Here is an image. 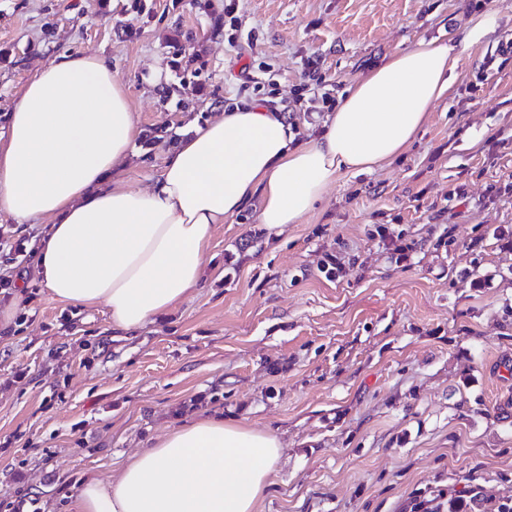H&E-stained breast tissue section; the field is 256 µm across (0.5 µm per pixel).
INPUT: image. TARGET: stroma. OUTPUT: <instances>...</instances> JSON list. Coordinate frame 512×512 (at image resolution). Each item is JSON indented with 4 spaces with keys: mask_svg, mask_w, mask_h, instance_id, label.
Returning <instances> with one entry per match:
<instances>
[{
    "mask_svg": "<svg viewBox=\"0 0 512 512\" xmlns=\"http://www.w3.org/2000/svg\"><path fill=\"white\" fill-rule=\"evenodd\" d=\"M224 5L0 0V131L40 65L106 55L141 129L122 175L144 188L245 74L301 141L397 51L499 26L401 156L342 173L301 223L251 206L219 225L203 286L136 332L54 299L30 274L38 225L0 213L24 247L0 255L23 294L0 334V512H67L87 477L215 413L284 444L258 512H409L467 483L512 501V0H240L233 28Z\"/></svg>",
    "mask_w": 512,
    "mask_h": 512,
    "instance_id": "stroma-1",
    "label": "stroma"
}]
</instances>
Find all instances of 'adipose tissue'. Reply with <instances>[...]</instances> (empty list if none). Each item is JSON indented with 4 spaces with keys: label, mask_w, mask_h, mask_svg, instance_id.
Returning a JSON list of instances; mask_svg holds the SVG:
<instances>
[{
    "label": "adipose tissue",
    "mask_w": 512,
    "mask_h": 512,
    "mask_svg": "<svg viewBox=\"0 0 512 512\" xmlns=\"http://www.w3.org/2000/svg\"><path fill=\"white\" fill-rule=\"evenodd\" d=\"M497 26L488 12L461 40L396 52L298 145L281 113L222 109L168 151L146 189L119 174L140 127L110 59L60 55L19 88L0 132V212L43 224L34 276L54 299L105 304L113 327L138 330L200 287L219 224L251 206L266 226L300 223L341 172L404 153L465 52ZM281 448L273 431L202 417L131 456L115 479L88 478L72 512H257Z\"/></svg>",
    "instance_id": "adipose-tissue-1"
}]
</instances>
